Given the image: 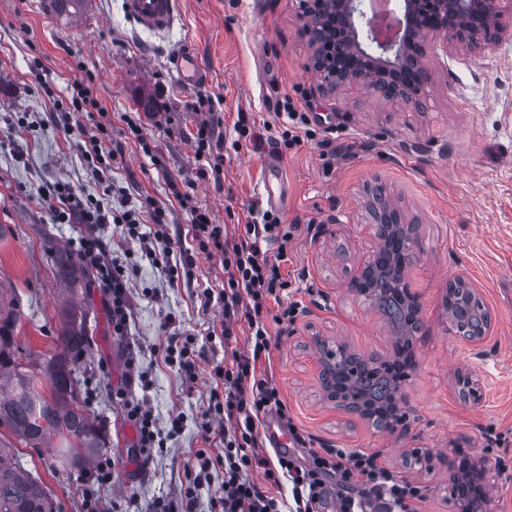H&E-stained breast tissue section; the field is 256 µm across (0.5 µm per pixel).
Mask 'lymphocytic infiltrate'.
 Here are the masks:
<instances>
[{
    "label": "lymphocytic infiltrate",
    "instance_id": "obj_1",
    "mask_svg": "<svg viewBox=\"0 0 512 512\" xmlns=\"http://www.w3.org/2000/svg\"><path fill=\"white\" fill-rule=\"evenodd\" d=\"M94 82L89 73L75 81L67 98L56 102L55 110L63 126L81 129L92 125L94 133L80 150L88 166L102 178V192L94 195L69 182L57 181L40 188L38 198L47 204L56 223L84 225V232L73 240L72 246L93 269L96 284L108 297L112 330L122 336L131 318L128 276L125 267L113 258L112 241L102 234L103 226L123 225L125 235L144 246L148 257L166 265L171 282L190 278L191 268L171 263L176 238L170 233H162V249L151 245V233L145 225L163 223L164 209L149 200L138 207L129 205L126 198L117 197L112 183L106 181L105 175L111 172L122 148L112 142V124L94 96ZM190 227L198 251L220 257L224 268L221 290L203 289L202 308H209L212 299L220 300L225 340H232L234 326L241 322L247 323L249 334L245 350H232L229 362L215 367L210 374L207 421L202 425L205 446L185 465L189 484L180 501L156 502L154 512H194L199 492L210 487L217 470L223 471L224 482L213 499L214 512H282L281 501L270 489L284 481L291 485L294 512H317L330 479L336 487V512H413L414 502L422 497L421 488L397 479L377 464L375 455L343 448L322 452L309 448L289 417L278 388L261 368L269 357L271 344V333L263 319L266 300L277 290L291 286L280 269L281 262L288 259L284 245L292 237L291 229L280 224L278 217L267 214L262 223L245 225L243 234L234 239L225 225L213 223L207 211L196 208L190 211ZM267 241L282 243L276 259H269L263 251L262 245ZM127 367L126 385L114 397L121 402L136 431V456L148 458L181 432L183 421L174 419L169 429H161L153 413L129 390L135 382V357H128ZM270 414L287 427L298 446L306 448V457L300 459L283 452L277 467H270L261 451L263 440L258 431L259 423ZM258 469L263 472L259 483L250 477Z\"/></svg>",
    "mask_w": 512,
    "mask_h": 512
}]
</instances>
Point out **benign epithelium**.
I'll use <instances>...</instances> for the list:
<instances>
[{
  "label": "benign epithelium",
  "instance_id": "benign-epithelium-1",
  "mask_svg": "<svg viewBox=\"0 0 512 512\" xmlns=\"http://www.w3.org/2000/svg\"><path fill=\"white\" fill-rule=\"evenodd\" d=\"M407 30L400 42L382 41L373 31V23L364 10V0H299L303 31L312 48L309 67L318 78L317 89L334 92L340 88H361L367 94L405 102L418 108L425 92L428 72L423 60L448 44L469 50H486L503 35L499 20L512 14V0H404ZM369 235L376 242L373 250L359 263V272L350 283L353 294L385 314L381 289L370 287V280L386 275L391 288L404 289L412 306L401 336L385 353L360 354L343 344L334 347L321 337L315 338L319 352L318 380L325 399L347 414L372 422L377 428L394 431L409 418L405 405L395 403L380 415V408L367 394L376 380V369L387 367L400 355L404 345L415 340L421 329L420 303L405 283L407 270L417 260L413 249L397 259L401 268L397 277L387 274L381 259L385 242L401 235L412 241L416 228L397 224L391 204L368 200L365 206ZM454 333L474 346L488 335L490 319L465 315H447ZM463 395L480 398L481 382L472 374L459 376ZM487 460L466 458L449 478L448 491L454 512H492L487 493Z\"/></svg>",
  "mask_w": 512,
  "mask_h": 512
}]
</instances>
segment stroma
<instances>
[{
  "instance_id": "1",
  "label": "stroma",
  "mask_w": 512,
  "mask_h": 512,
  "mask_svg": "<svg viewBox=\"0 0 512 512\" xmlns=\"http://www.w3.org/2000/svg\"><path fill=\"white\" fill-rule=\"evenodd\" d=\"M124 0H88L75 16L55 13L51 0H0V296L21 314L27 358L42 361L58 350L62 290L53 268L56 246L69 245L79 225L57 224L36 191L62 179L94 189L76 137L54 122V100L66 97L84 72L95 76V95L109 112L112 140L122 160L111 178L130 205L154 200L169 225L188 227L191 209L209 211L214 223L237 236L269 209L257 193L265 151L275 148L288 185L281 223L295 226L284 271L294 276L291 300L303 310L287 332L273 337V380L294 423L315 448L376 454L378 465L420 486L417 512H454L448 478L459 453L503 458L489 475L495 512H512V18L490 50L429 56L431 74L418 111L363 90L319 93L307 62L312 50L301 35L298 0H177L173 28L155 34L126 15ZM196 49L210 68L204 87L185 86L168 67L171 53ZM54 97H47L45 87ZM165 87L158 109L147 100ZM210 96L224 139L220 181L200 177L191 138L203 119L194 105ZM308 112L313 137L287 148L272 145L283 126L287 100ZM28 123L16 124L17 113ZM245 113L249 134L234 125ZM140 114L153 150L145 155L125 118ZM348 145V156L325 165L322 141ZM382 185L417 226V264L406 283L421 303L423 330L414 346L417 367L403 392L412 409L407 428L376 429L349 421L324 401L317 380L314 337L359 353L385 351L392 335L380 314L350 292L358 262L371 248L365 223L366 191ZM187 193L179 204L174 191ZM112 252L130 269L132 318L126 335L112 332L101 288L85 289L92 354L78 374L90 413L105 421L112 481L99 492L101 512H152L154 502H175L186 485L184 464L202 448L201 424L210 373L223 364L222 306H200L201 292L220 289L219 258L193 256L191 280L170 285L161 268L142 258L138 242L112 225ZM464 278L491 316L487 357L449 329L442 298L450 281ZM192 336L198 378L187 382L165 365L158 346L166 321ZM148 382L136 389L159 426L183 415L182 432L141 464L131 453L134 430L113 391L125 381V354ZM481 380V398H462L458 375ZM426 448L429 466L405 463V453ZM21 464L45 487L54 512H82L83 477L55 465L52 447L18 446Z\"/></svg>"
}]
</instances>
